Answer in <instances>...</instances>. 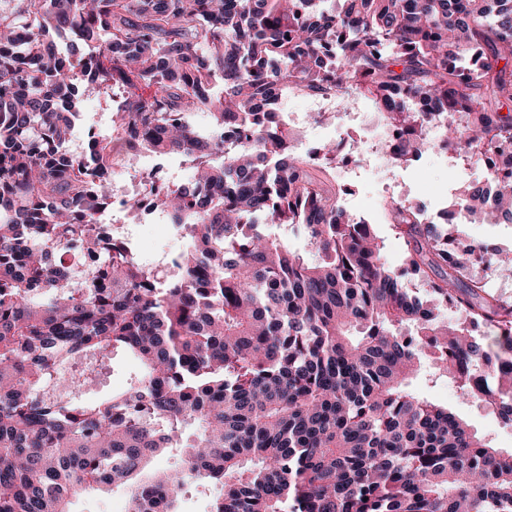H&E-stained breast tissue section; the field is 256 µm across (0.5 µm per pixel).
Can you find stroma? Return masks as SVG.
I'll list each match as a JSON object with an SVG mask.
<instances>
[{
	"label": "stroma",
	"mask_w": 512,
	"mask_h": 512,
	"mask_svg": "<svg viewBox=\"0 0 512 512\" xmlns=\"http://www.w3.org/2000/svg\"><path fill=\"white\" fill-rule=\"evenodd\" d=\"M340 102L344 108L359 109L361 118L337 114L327 124L308 123L304 145L312 148L350 138L361 140L365 148L361 162L349 164L345 169L330 170L328 181L337 191L343 209L373 224L384 245L386 262L395 268L402 267L405 245L393 225L381 221L384 203L399 198L420 204L426 214L435 219L449 208L461 186L479 178L480 171L455 164L449 155L440 151L424 153L400 166L394 164L382 168L376 163L373 152L380 125L373 104L355 91L341 97ZM126 232L135 242L139 257L148 263L152 262L159 245H169L174 254L185 248V238L174 227L153 219L129 224ZM413 388L428 400L448 407L465 419L494 447L504 451L512 449V427L502 425L477 401L464 396L448 378L434 380L425 374L414 381Z\"/></svg>",
	"instance_id": "35a3bbf8"
}]
</instances>
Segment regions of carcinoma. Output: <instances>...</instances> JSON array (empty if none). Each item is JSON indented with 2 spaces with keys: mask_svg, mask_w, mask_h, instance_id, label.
Returning <instances> with one entry per match:
<instances>
[{
  "mask_svg": "<svg viewBox=\"0 0 512 512\" xmlns=\"http://www.w3.org/2000/svg\"><path fill=\"white\" fill-rule=\"evenodd\" d=\"M116 87L111 133L65 153L81 102ZM284 88L363 94L397 165L442 129L482 171L460 223L512 219V0H0V512L120 486L133 512H177L188 485L222 489L210 512H512V452L410 389L428 366L512 425V301L471 271L487 248L392 200L407 256L388 267L311 172L336 146L272 125ZM117 141L195 170L156 197L188 237L161 265L102 223ZM100 249L102 276L77 272ZM120 351L142 375L83 398Z\"/></svg>",
  "mask_w": 512,
  "mask_h": 512,
  "instance_id": "cac0c4a2",
  "label": "carcinoma"
}]
</instances>
